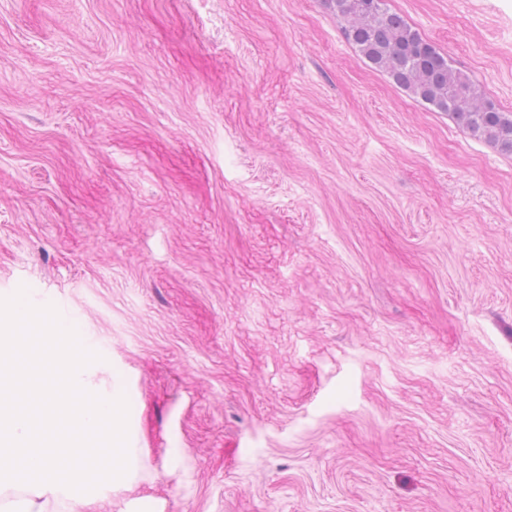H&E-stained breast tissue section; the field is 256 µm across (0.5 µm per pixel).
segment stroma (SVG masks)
I'll return each instance as SVG.
<instances>
[{"mask_svg": "<svg viewBox=\"0 0 512 512\" xmlns=\"http://www.w3.org/2000/svg\"><path fill=\"white\" fill-rule=\"evenodd\" d=\"M512 114V0H387ZM128 405L104 512H512V155L325 0H0V296Z\"/></svg>", "mask_w": 512, "mask_h": 512, "instance_id": "1", "label": "stroma"}]
</instances>
